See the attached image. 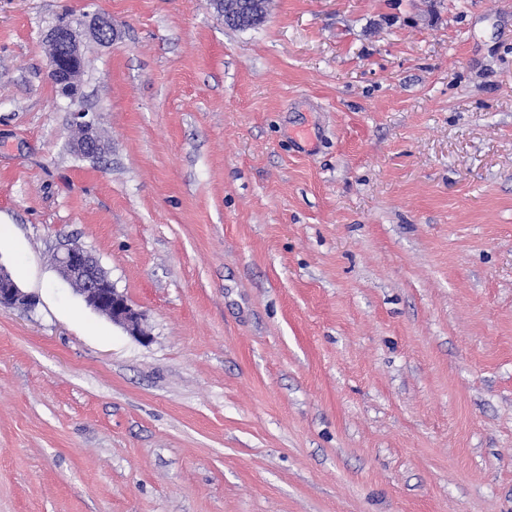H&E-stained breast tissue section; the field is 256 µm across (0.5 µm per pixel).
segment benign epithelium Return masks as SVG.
<instances>
[{
  "label": "benign epithelium",
  "mask_w": 512,
  "mask_h": 512,
  "mask_svg": "<svg viewBox=\"0 0 512 512\" xmlns=\"http://www.w3.org/2000/svg\"><path fill=\"white\" fill-rule=\"evenodd\" d=\"M88 26L92 39L106 43L115 41L118 33L112 19L98 16L86 23L73 19L49 30L48 76L62 96L75 102L79 94L83 72V52L79 39V28ZM70 125L73 131L71 148L83 158L98 159L107 150L98 133L94 119L83 109L70 111ZM56 266L65 281L78 286L77 292L87 306L105 316L113 324L123 328L140 342L149 334L142 327L144 314L135 308L129 299L110 280L96 256L79 246H67L56 255ZM36 305V299L23 291L10 272L0 266V308L29 310Z\"/></svg>",
  "instance_id": "obj_1"
}]
</instances>
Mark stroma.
Segmentation results:
<instances>
[{
    "mask_svg": "<svg viewBox=\"0 0 512 512\" xmlns=\"http://www.w3.org/2000/svg\"><path fill=\"white\" fill-rule=\"evenodd\" d=\"M0 227V512H512V0H0ZM214 4L216 12L224 16L230 28L246 30L262 24L267 15V0H222ZM88 32L92 39L101 43L115 41L118 38L112 19L105 16L92 18L88 23ZM86 23L73 19L50 29L46 35L49 43L48 76L62 96L76 101L83 72V52L79 28ZM70 125L73 131L71 148L83 158L98 159L107 150L98 133L94 119L84 109L70 111ZM55 261L63 279L80 287L74 289L87 306L136 340H148L149 334L142 327L144 314L115 288L93 253L79 246H67L56 255ZM36 305V299L23 291L10 272L0 266V308H18L29 310Z\"/></svg>",
    "mask_w": 512,
    "mask_h": 512,
    "instance_id": "stroma-1",
    "label": "stroma"
}]
</instances>
